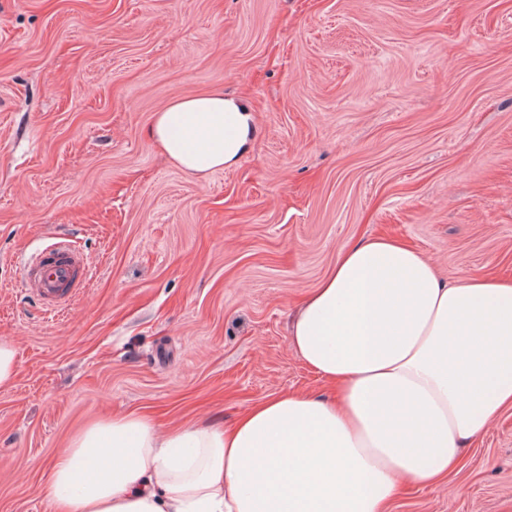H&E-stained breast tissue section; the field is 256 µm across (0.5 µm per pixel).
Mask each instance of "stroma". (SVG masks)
Instances as JSON below:
<instances>
[{
	"instance_id": "1",
	"label": "stroma",
	"mask_w": 512,
	"mask_h": 512,
	"mask_svg": "<svg viewBox=\"0 0 512 512\" xmlns=\"http://www.w3.org/2000/svg\"><path fill=\"white\" fill-rule=\"evenodd\" d=\"M215 89L254 134L201 177L146 129ZM363 236L512 277V0H0V512H54L46 463L99 416L324 393L288 328ZM61 239L86 265L50 310L26 267ZM448 480L389 512H512V410ZM20 359L15 344L9 339L0 340V390H9L20 374Z\"/></svg>"
}]
</instances>
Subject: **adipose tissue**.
I'll use <instances>...</instances> for the list:
<instances>
[{"label": "adipose tissue", "instance_id": "adipose-tissue-1", "mask_svg": "<svg viewBox=\"0 0 512 512\" xmlns=\"http://www.w3.org/2000/svg\"><path fill=\"white\" fill-rule=\"evenodd\" d=\"M251 123L214 90L171 101L148 136L206 174ZM289 340L332 397L274 395L227 425L162 431L136 412L96 418L47 466L57 512H385L403 487L445 484L512 409V279H441L395 239L341 248Z\"/></svg>", "mask_w": 512, "mask_h": 512}]
</instances>
